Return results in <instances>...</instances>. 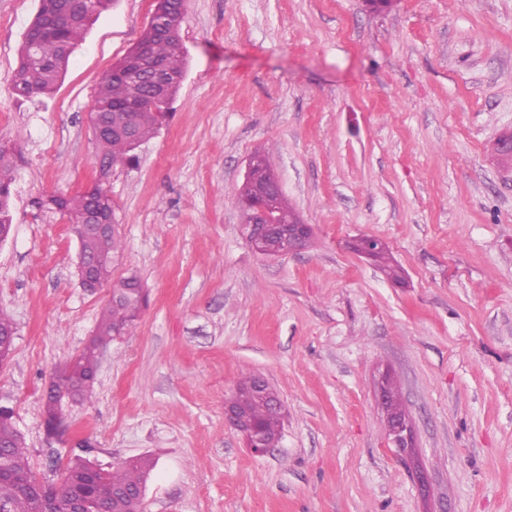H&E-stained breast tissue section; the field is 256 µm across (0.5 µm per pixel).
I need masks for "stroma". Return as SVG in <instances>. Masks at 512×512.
Wrapping results in <instances>:
<instances>
[{"instance_id":"stroma-1","label":"stroma","mask_w":512,"mask_h":512,"mask_svg":"<svg viewBox=\"0 0 512 512\" xmlns=\"http://www.w3.org/2000/svg\"><path fill=\"white\" fill-rule=\"evenodd\" d=\"M154 0H114L48 97L7 78L39 0H0V145L20 150L0 309L17 335L0 365L38 477L70 458L149 455L145 512H512V0H185L171 120L105 188L148 303L106 345L70 433L47 437L52 376L92 337L109 288L76 276L67 215L41 207L98 170L88 115ZM271 155L315 228L275 259L241 233L231 188ZM384 239L404 283L350 247ZM283 403L276 448L224 423L244 374ZM397 391L411 448L378 402Z\"/></svg>"}]
</instances>
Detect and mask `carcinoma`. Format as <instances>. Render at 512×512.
I'll use <instances>...</instances> for the list:
<instances>
[{"label":"carcinoma","mask_w":512,"mask_h":512,"mask_svg":"<svg viewBox=\"0 0 512 512\" xmlns=\"http://www.w3.org/2000/svg\"><path fill=\"white\" fill-rule=\"evenodd\" d=\"M166 15L182 28L185 21L184 0H166L161 5ZM96 17L87 15L84 4L70 0H40L39 10L29 25L18 51L17 65L9 76L16 95L29 98L33 95H51L67 70L70 57L83 40ZM157 27L147 25L138 42H151L153 52L161 60L165 71L181 76L185 72V52L182 45L174 41L156 38ZM126 59H120L99 85L95 102L97 110L105 105L121 104L130 96L128 81L119 74ZM146 111L138 114L141 122L137 137L144 142L160 129L156 115L169 111V105L151 94L148 84L142 87ZM131 113L122 110L108 112L106 129L94 134L98 148L100 175L109 176L112 168L134 157L137 146L121 136L112 135V129L126 126ZM21 159L15 149L0 146V231L9 234L13 227L12 184ZM100 206L116 211L112 196L104 188L95 195L78 192L73 196L51 195L42 201V206L69 215L71 231L82 230L83 222L90 212L92 199ZM123 246L122 239L115 234L101 239L91 233L81 236V248L93 261L92 277L98 287L112 279V260ZM373 262L384 274L396 283L403 281V269L390 260L388 253L380 251ZM147 297L141 290H129L117 301H109L98 323L94 335V346L86 347L68 366L56 375L50 384L44 413H49L63 400L71 398L77 404L84 403L92 394L85 380L95 372L98 364L96 348L110 340L129 335L135 331ZM255 375L244 376L237 385V400L248 418L257 423L275 446L281 433V413L274 409L277 392L268 391L255 396L249 390ZM94 462L77 456L70 460L60 473L58 484L40 481L32 471L24 441L7 417L0 416V512H45L52 506L57 512H66L72 498L82 495L102 512H112V490L124 492V502L131 508H140L139 488L154 463L148 458H131L112 469L96 472Z\"/></svg>","instance_id":"carcinoma-1"}]
</instances>
